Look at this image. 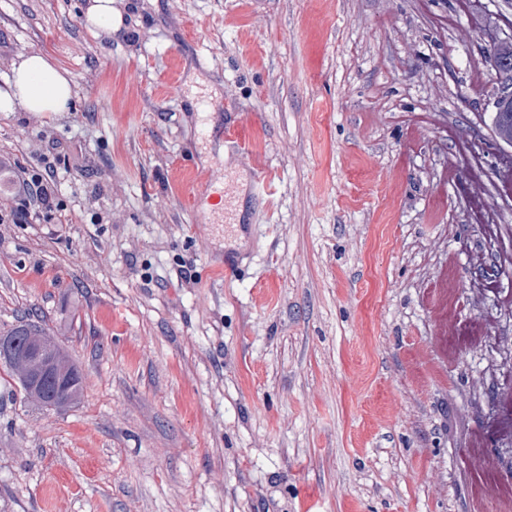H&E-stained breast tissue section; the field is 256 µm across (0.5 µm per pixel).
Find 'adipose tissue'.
Masks as SVG:
<instances>
[{"label":"adipose tissue","instance_id":"obj_1","mask_svg":"<svg viewBox=\"0 0 512 512\" xmlns=\"http://www.w3.org/2000/svg\"><path fill=\"white\" fill-rule=\"evenodd\" d=\"M75 86L65 70L42 54H33L13 69L0 90V112L19 109L54 114L69 111Z\"/></svg>","mask_w":512,"mask_h":512}]
</instances>
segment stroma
I'll return each instance as SVG.
<instances>
[{"mask_svg": "<svg viewBox=\"0 0 512 512\" xmlns=\"http://www.w3.org/2000/svg\"><path fill=\"white\" fill-rule=\"evenodd\" d=\"M87 2L0 0L76 90L0 112V333L83 383L0 372V512H512V0ZM84 25L91 31L111 35L114 25L112 0H92L84 15ZM487 48L486 60L490 67L494 72L503 73L508 68V58L512 59V30L504 38L493 40ZM510 105L512 106V81L497 84L493 112L498 126L505 130H512V112H508ZM496 112H499V115ZM54 166L44 167V174L23 171L15 179L16 187L11 195L12 205L9 207L12 224L23 222L32 216V206L47 209L55 196ZM28 325L30 324L19 325L7 331L6 334H0L14 335L0 336V360L1 362H4V373L18 385L20 391L23 392L26 397L34 398L39 402L41 394H38V390H34L32 385L24 379L22 375V368L18 365V362H16V360L5 362L15 358L20 336H27L28 338L34 337L26 335L25 329ZM35 329L34 335L43 336V342L45 344L51 345L54 348L55 358H54V371L61 377L65 379H72V385L66 391H63L61 395L64 397V401L57 404V407H62L67 404L72 403L76 400L80 394L82 389V376L76 366L71 364L68 359L65 357L64 353L60 350V348L48 337V335L38 326L31 325Z\"/></svg>", "mask_w": 512, "mask_h": 512, "instance_id": "stroma-1", "label": "stroma"}]
</instances>
